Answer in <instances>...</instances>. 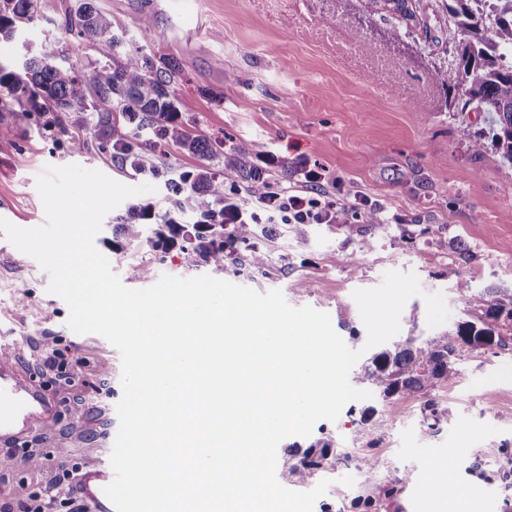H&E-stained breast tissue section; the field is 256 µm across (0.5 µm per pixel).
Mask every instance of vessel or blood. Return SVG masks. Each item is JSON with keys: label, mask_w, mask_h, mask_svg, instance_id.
I'll list each match as a JSON object with an SVG mask.
<instances>
[{"label": "vessel or blood", "mask_w": 512, "mask_h": 512, "mask_svg": "<svg viewBox=\"0 0 512 512\" xmlns=\"http://www.w3.org/2000/svg\"><path fill=\"white\" fill-rule=\"evenodd\" d=\"M57 405L18 376V363L9 355L0 357V444L16 443L34 428H47L54 421ZM114 478L112 468H89L79 478V492L90 512H111L104 488Z\"/></svg>", "instance_id": "obj_1"}]
</instances>
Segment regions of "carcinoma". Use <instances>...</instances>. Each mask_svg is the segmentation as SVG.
I'll use <instances>...</instances> for the list:
<instances>
[{
    "mask_svg": "<svg viewBox=\"0 0 512 512\" xmlns=\"http://www.w3.org/2000/svg\"><path fill=\"white\" fill-rule=\"evenodd\" d=\"M448 13L462 35L459 68L466 100L478 112L486 113L489 131L470 137V149L481 155L486 139L501 153L502 162L512 164V0H451ZM36 19L34 0H0V42H9L19 30ZM69 33L92 41L99 59L85 73L69 63L62 53L33 54L19 72L0 69V102L10 100L43 117L58 114L55 123L81 126L86 135L112 158L143 169L142 153L161 145H176L198 155L207 164L184 171L166 182L178 196L175 205L190 211L196 221L193 232L166 219L155 229L151 246L161 252L180 244L189 266L200 263L222 270L246 259L254 267L268 260L258 244V225L240 218L232 197L241 183L266 203L279 193L268 170L252 163L268 151L262 143L251 148L221 150L206 138L192 134L182 118L170 90L178 67L158 66L143 48L126 47L123 36L111 30L108 19L88 0L65 16ZM125 118L127 133L114 137L108 127L112 113ZM457 291L471 310L473 321L417 344L409 337L391 349L376 353L364 367L365 379L385 398L426 397L429 427L447 415L431 398L432 390L458 376L459 348H506L512 345V293L504 288L474 291L459 279ZM328 456V447H313L290 468L297 483L311 482ZM403 479L395 477L373 485L363 497V512H372L382 500L399 497Z\"/></svg>",
    "mask_w": 512,
    "mask_h": 512,
    "instance_id": "carcinoma-1",
    "label": "carcinoma"
}]
</instances>
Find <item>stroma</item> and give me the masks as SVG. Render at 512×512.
<instances>
[{"label":"stroma","instance_id":"1","mask_svg":"<svg viewBox=\"0 0 512 512\" xmlns=\"http://www.w3.org/2000/svg\"><path fill=\"white\" fill-rule=\"evenodd\" d=\"M113 32L134 33L143 13L155 19L145 53L174 61L181 71L172 88L183 119L214 145L250 147L262 142L276 156L300 163L282 189L306 186L323 202L359 205L368 199L383 224L349 233L333 224H312L305 238L288 225H269L261 241L268 254L260 268L192 267L179 249L161 253L146 241L114 242L112 227L128 221L126 205L107 214L96 248L131 289L153 285L161 275H214L264 293L281 290L295 307L327 312L335 331L360 349L367 331L352 297L377 286L385 272H414L421 295L407 301L399 338L424 340L451 330L470 314L456 290L457 278L475 290L512 289V166L493 149L473 155L468 135L486 127L481 114L452 115L461 97L456 28L447 23L448 0H411L414 19L374 12L370 0H91ZM37 17L15 40L0 44V68L17 69L27 50L64 47L69 61L89 70L98 57L91 41L69 34L65 14L77 0H35ZM0 218L21 228L45 223L36 180L45 166L77 164L128 185H152L137 203L153 206L179 223L180 212L165 176L192 171L201 161L178 146L147 153L145 172L118 167L97 142L71 147L80 128L45 125L19 105L0 107ZM320 178L307 182V171ZM372 250H364V240ZM150 269L143 277L142 269ZM49 275L31 256L0 234V354L15 352L24 376L58 405L47 429L26 433L18 445L0 446V512L39 498L45 512H73L63 492L70 476L106 461L119 420L122 396L118 350L96 334L66 324L68 307L48 293ZM442 293L450 311L442 326L427 324V293ZM70 364L61 374L46 364L51 353ZM459 375L433 393L449 412L436 428L425 420L424 399L374 396L350 402L336 421H318L310 436H290L277 448L276 478L291 487L295 453L315 444L335 448L322 478L329 492L318 512H357L356 496L377 480L405 477L397 505L379 512H422L432 457L447 456L460 440L447 474L467 512H512V478L503 477L502 451L512 448V348H462ZM66 449L65 470L34 468L29 456ZM368 455L372 472L350 466ZM355 483L341 484L344 476Z\"/></svg>","mask_w":512,"mask_h":512}]
</instances>
